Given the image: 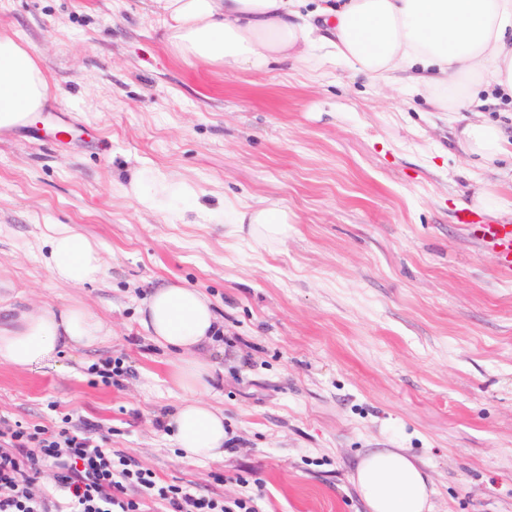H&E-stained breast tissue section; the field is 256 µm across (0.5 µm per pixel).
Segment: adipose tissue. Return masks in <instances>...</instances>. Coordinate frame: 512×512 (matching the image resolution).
Returning <instances> with one entry per match:
<instances>
[{
    "instance_id": "1",
    "label": "adipose tissue",
    "mask_w": 512,
    "mask_h": 512,
    "mask_svg": "<svg viewBox=\"0 0 512 512\" xmlns=\"http://www.w3.org/2000/svg\"><path fill=\"white\" fill-rule=\"evenodd\" d=\"M303 0H149L163 39L183 60L228 69L263 70L291 59L325 66L345 61L357 74L389 87L411 73L412 92L432 94L446 112H473L485 86L512 97V0H322L302 12ZM49 85L40 56L16 36L0 33V133L30 123L43 111ZM460 150L486 163L512 157V142L485 122L466 123ZM288 213L243 206L233 232L259 241L288 235ZM48 266L60 282L98 280L104 260L96 242L68 226L49 228ZM150 339L172 356L171 376L183 397L167 426L183 458L223 456L224 415L202 398L213 377L200 347L220 327L199 290L170 285L152 290L139 310ZM107 323L79 304L61 308L0 306V366L41 370L58 356L111 336ZM352 482L369 512H431L430 477L399 451L362 458Z\"/></svg>"
}]
</instances>
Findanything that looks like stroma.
<instances>
[{"mask_svg":"<svg viewBox=\"0 0 512 512\" xmlns=\"http://www.w3.org/2000/svg\"><path fill=\"white\" fill-rule=\"evenodd\" d=\"M160 26L146 0H0L51 92L0 134V298L112 328L58 367L0 366V425L94 424L158 486L259 512H366L358 458L401 448L434 512H512V280L457 221L505 218L472 206L447 113L342 63H190ZM140 173L188 186L192 212L140 204ZM244 204L287 209V239L231 235L218 217ZM52 224L100 246V280L53 277ZM160 285L202 290L224 324L202 353L223 378L205 396L223 457L182 459L164 424L180 393L138 324Z\"/></svg>","mask_w":512,"mask_h":512,"instance_id":"obj_1","label":"stroma"}]
</instances>
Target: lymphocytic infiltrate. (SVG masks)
<instances>
[{
	"label": "lymphocytic infiltrate",
	"mask_w": 512,
	"mask_h": 512,
	"mask_svg": "<svg viewBox=\"0 0 512 512\" xmlns=\"http://www.w3.org/2000/svg\"><path fill=\"white\" fill-rule=\"evenodd\" d=\"M45 466L55 472L59 495L33 489ZM140 489L157 490L168 512H258L250 499L227 505L176 485L157 487L151 470L113 458L86 433L0 426V512H142Z\"/></svg>",
	"instance_id": "lymphocytic-infiltrate-1"
}]
</instances>
